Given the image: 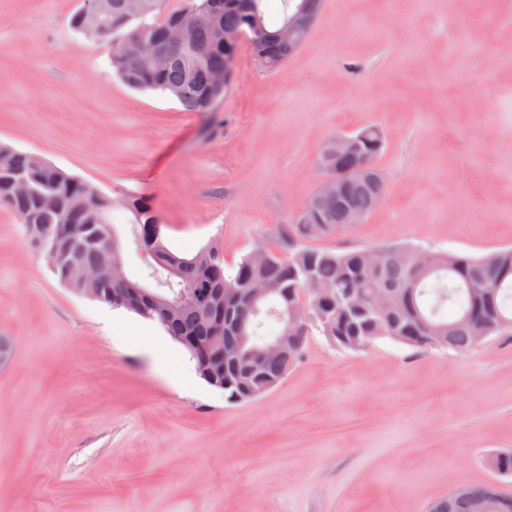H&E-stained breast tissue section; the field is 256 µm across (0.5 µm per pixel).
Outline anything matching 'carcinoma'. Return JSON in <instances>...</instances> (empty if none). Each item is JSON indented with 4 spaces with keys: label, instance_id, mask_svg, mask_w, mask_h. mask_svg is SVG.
Segmentation results:
<instances>
[{
    "label": "carcinoma",
    "instance_id": "cac0c4a2",
    "mask_svg": "<svg viewBox=\"0 0 512 512\" xmlns=\"http://www.w3.org/2000/svg\"><path fill=\"white\" fill-rule=\"evenodd\" d=\"M162 0H112V15L93 16L81 0L72 17V27L91 39L116 44L110 62L115 74L129 87L152 90L175 97L189 112H212L224 96L210 98L213 77L227 70L236 58L239 44L234 36L247 37L259 68L274 71L305 41L290 46L278 39L279 31L300 10L319 16L323 0H279L276 18L269 15V0H183L168 13L159 12ZM178 24L187 26L183 41L169 39ZM151 45L164 51L169 65L158 67L148 57L132 62L124 48ZM385 145L381 130L366 127L332 138L320 153L318 164L325 173L345 178L339 198H320L315 192L294 223L287 226L277 251L258 247L243 256L233 273L224 271L223 256L202 249L186 256L171 250L163 235V221L151 200L136 193L109 197L94 185L53 166L38 155L0 143V203L7 205L28 229L44 224L49 232L64 237L75 232L83 239L82 261L97 264L101 255L99 232L113 223L112 212L129 214L128 232L134 243L156 238L163 254L155 261L139 254L157 287L172 299L185 295L173 308L144 300L132 310L157 324L186 351H195L206 367L224 366V400L232 405L253 401L275 387L294 362H260L253 349L268 336L288 337V350L299 358L308 336L318 331L339 349L360 351L380 338L418 349L436 347L431 336L445 338L444 348L468 351L478 345L474 329L482 324L489 335L512 327V248L496 250L499 266L480 270L483 257L435 252L434 267L425 272L416 265L420 249L411 245L378 246L388 253L383 266L374 270L363 262L365 248L341 251L317 249L307 240L330 236L348 227L349 214L369 216L385 196V180L374 183L354 175L359 158L371 161ZM33 179L35 192L13 196L12 180ZM55 197L56 208L40 205V194ZM261 253L262 264L252 262ZM254 279L277 286V293L253 312L237 313L232 296ZM68 288L94 300L110 303L115 286L92 291L74 281ZM397 294L396 305L384 314L373 310L372 298L381 291ZM303 305L307 322L286 329L292 308ZM488 466L497 474L512 476V452L490 456ZM484 500L485 512H512V497L493 484L467 486L462 494H448L432 502L428 512H475Z\"/></svg>",
    "mask_w": 512,
    "mask_h": 512
}]
</instances>
